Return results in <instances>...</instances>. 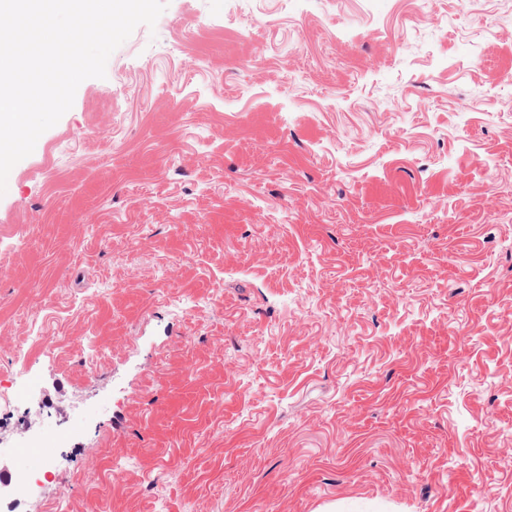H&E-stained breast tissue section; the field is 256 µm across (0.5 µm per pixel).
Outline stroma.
<instances>
[{
  "mask_svg": "<svg viewBox=\"0 0 512 512\" xmlns=\"http://www.w3.org/2000/svg\"><path fill=\"white\" fill-rule=\"evenodd\" d=\"M0 376V512H512V0H169L9 174ZM46 458L47 456L42 455L33 462L17 467L11 473L8 485L12 486L15 492L30 494L37 481H42V478L46 479L47 474L50 473L47 464L42 469V464Z\"/></svg>",
  "mask_w": 512,
  "mask_h": 512,
  "instance_id": "35a3bbf8",
  "label": "stroma"
}]
</instances>
